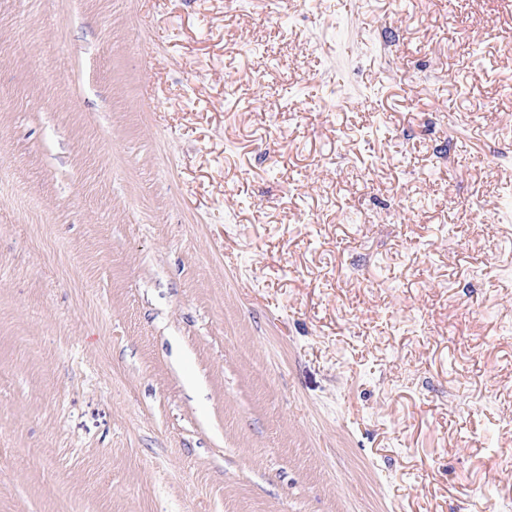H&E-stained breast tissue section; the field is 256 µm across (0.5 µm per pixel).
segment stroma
Masks as SVG:
<instances>
[{
    "instance_id": "1",
    "label": "stroma",
    "mask_w": 512,
    "mask_h": 512,
    "mask_svg": "<svg viewBox=\"0 0 512 512\" xmlns=\"http://www.w3.org/2000/svg\"><path fill=\"white\" fill-rule=\"evenodd\" d=\"M512 0H0V512H512Z\"/></svg>"
}]
</instances>
